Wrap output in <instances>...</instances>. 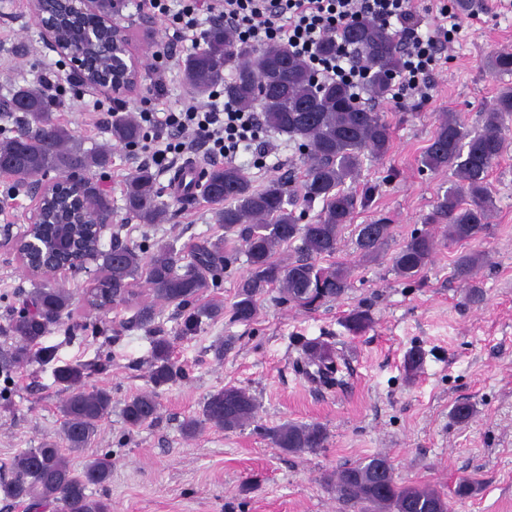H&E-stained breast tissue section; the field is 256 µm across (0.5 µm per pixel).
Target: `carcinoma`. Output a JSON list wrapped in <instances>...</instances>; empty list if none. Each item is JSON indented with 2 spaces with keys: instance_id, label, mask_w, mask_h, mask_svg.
I'll return each instance as SVG.
<instances>
[{
  "instance_id": "1",
  "label": "carcinoma",
  "mask_w": 512,
  "mask_h": 512,
  "mask_svg": "<svg viewBox=\"0 0 512 512\" xmlns=\"http://www.w3.org/2000/svg\"><path fill=\"white\" fill-rule=\"evenodd\" d=\"M51 20L61 32L71 35L92 24L90 18L69 17L66 6L58 4ZM342 41L361 52L370 74L368 94L373 99L390 93L389 79L400 67L399 36L369 20H359L337 35L323 39L317 54L336 53ZM234 73L224 77V70ZM184 76L196 97L204 99L219 88L224 98L244 109L259 108L263 125L293 140L308 151L310 163L299 182L274 177L256 188L250 176L230 163L213 164L201 178L194 173L175 171L172 184L189 192L200 188L214 206L216 223L224 228V239L196 242L189 254L172 242L147 250L112 239V251H94L102 260L103 275L90 288L88 303L103 307L127 302L132 287L144 280L153 297L176 305L181 322L173 338L153 339L150 380L154 390L128 400L123 408L132 428L157 419L156 389L176 381L181 369L172 361L175 340L195 334L202 319L216 320L224 315V304L196 305L210 288L218 286L220 273L244 253L248 272L237 283L236 301L231 308L235 322H252L259 302L273 287L282 291L283 301L315 310L335 300L349 288L347 270L334 263L321 266L318 260L333 257L338 250L340 229L352 223L356 211L366 207L376 187L357 194L346 188L369 153L379 159L391 149V129L382 112L371 105L356 103L349 86L341 82L318 83L308 63L296 56L285 43L256 47L241 43L233 31L217 26L205 35V48L188 54L183 61ZM58 103L38 86H23L12 96L11 112L25 120L22 133L0 139V172L14 178L15 186L34 176L57 172L64 177L107 167L112 148L99 145L86 149L70 129L57 121ZM512 116V88L502 90L483 115L479 131L465 122L448 117L437 126L424 151L422 164L429 170L450 167L458 181L438 198L424 224L446 223V237L452 243H470L485 234L487 219L494 208L488 176L504 152L500 127ZM112 140L134 146L143 138V129L129 114L112 120ZM84 212L78 213L71 193L62 192L45 202L42 223L37 230L52 238L65 232L76 237V245L63 251L60 259L74 262L84 250L95 246L92 228L98 217L111 213L108 196L89 181L83 184ZM160 191L149 168L142 166L125 183L124 203L129 215L143 224H156L166 215L167 205L159 201ZM322 203L315 219L303 223L305 210L299 206ZM390 236V225L378 219L357 225L355 239L360 257H377ZM296 245L297 257L283 263L275 259L277 248ZM438 246L426 229L417 230L393 258L396 273L405 278L419 275ZM480 263V255L462 252L454 260L453 277L469 279ZM71 294L45 276L33 287L26 308L9 321L7 331L14 344L0 357V374L9 378L21 364H48L55 349L42 345L50 327L70 314ZM155 311L151 305L139 307L130 326L153 331ZM308 365L317 369L312 378L324 384L334 382L337 372L328 349L318 343L302 344ZM92 370L81 364L54 368L55 382L65 392L62 401V435L66 448L56 441H45L38 448L18 453L12 462L13 477L0 485L3 494L14 501L54 504L57 512H109V505L93 497L90 487L103 485L112 477L108 456L89 459L81 471L71 468L65 451L79 452L93 441L99 423L112 408L111 394L90 387ZM255 399L245 390L226 386L209 395L202 408V419L190 418L183 424L192 435L203 423L222 430L245 426L254 417ZM273 444L289 453L314 452L324 447L327 431L319 423L286 422L270 430ZM336 498L347 504L366 503L377 512H451L450 500L439 491L399 483L389 459L381 455L339 469L328 477Z\"/></svg>"
}]
</instances>
